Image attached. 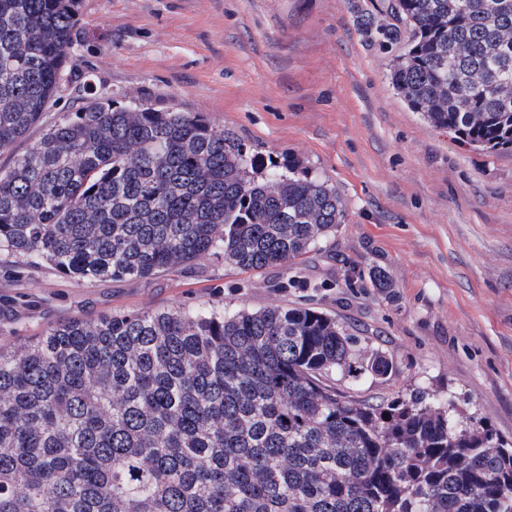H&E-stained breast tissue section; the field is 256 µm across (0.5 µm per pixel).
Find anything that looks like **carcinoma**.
<instances>
[{
    "instance_id": "cac0c4a2",
    "label": "carcinoma",
    "mask_w": 512,
    "mask_h": 512,
    "mask_svg": "<svg viewBox=\"0 0 512 512\" xmlns=\"http://www.w3.org/2000/svg\"><path fill=\"white\" fill-rule=\"evenodd\" d=\"M79 0H0V151L61 91ZM363 15L403 44L411 110L512 152V0H393ZM0 169V258L90 282L206 255L288 271L345 218L302 160L264 157L202 112L96 96ZM371 287L391 292L381 267ZM32 306L7 301L16 318ZM388 372L314 307L173 306L50 325L0 348V512H512V441L419 393L377 404L326 383Z\"/></svg>"
}]
</instances>
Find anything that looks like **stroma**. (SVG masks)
<instances>
[{
  "mask_svg": "<svg viewBox=\"0 0 512 512\" xmlns=\"http://www.w3.org/2000/svg\"><path fill=\"white\" fill-rule=\"evenodd\" d=\"M388 0H80L69 81L43 122L78 109L92 82L206 114L263 154L293 155L340 193L346 217L329 252L291 272L242 274L219 256L148 279L89 283L46 266L0 273V301L36 304L0 327V346L50 325L176 305L312 306L392 364L329 383L345 399L424 392L487 418L512 439V152L483 155L428 126L388 80L393 49L369 41L362 13ZM384 268L378 293L363 279ZM301 280L286 287L288 276Z\"/></svg>",
  "mask_w": 512,
  "mask_h": 512,
  "instance_id": "1",
  "label": "stroma"
}]
</instances>
